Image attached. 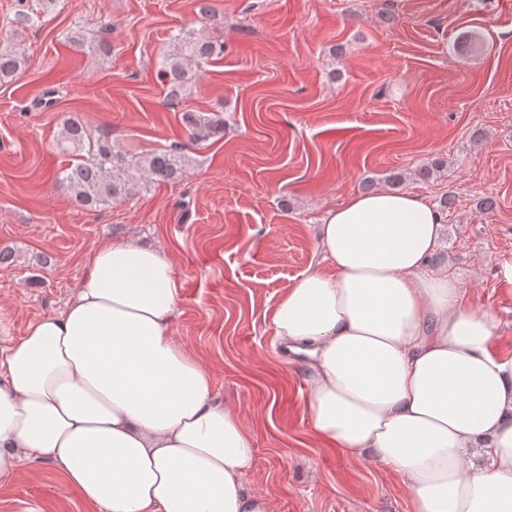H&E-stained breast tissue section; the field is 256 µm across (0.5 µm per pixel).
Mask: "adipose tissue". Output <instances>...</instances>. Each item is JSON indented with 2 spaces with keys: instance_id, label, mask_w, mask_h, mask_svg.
<instances>
[{
  "instance_id": "ef3b65f1",
  "label": "adipose tissue",
  "mask_w": 512,
  "mask_h": 512,
  "mask_svg": "<svg viewBox=\"0 0 512 512\" xmlns=\"http://www.w3.org/2000/svg\"><path fill=\"white\" fill-rule=\"evenodd\" d=\"M445 230L415 193L350 197L272 324L315 438L383 464L412 512H512V351L437 258ZM182 288L163 248L93 250L65 310L0 350V480L47 458L99 512H274L243 489L249 426L172 334Z\"/></svg>"
}]
</instances>
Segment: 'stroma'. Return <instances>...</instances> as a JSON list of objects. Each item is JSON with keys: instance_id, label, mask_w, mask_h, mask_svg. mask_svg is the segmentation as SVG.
<instances>
[{"instance_id": "35a3bbf8", "label": "stroma", "mask_w": 512, "mask_h": 512, "mask_svg": "<svg viewBox=\"0 0 512 512\" xmlns=\"http://www.w3.org/2000/svg\"><path fill=\"white\" fill-rule=\"evenodd\" d=\"M13 13L0 0V39L24 57L0 82V249L15 252L0 265V348L65 309L100 242L159 246L183 284L174 336L252 430L244 490L271 492L274 512H410L398 478L310 434L305 364L272 316L320 259L315 224L398 174L400 190L447 199L439 256L512 351V0H220L208 17L197 0H55L19 32ZM179 32L224 56L171 104L157 61ZM188 109L224 131L178 181L91 211L58 187L65 116L146 151L184 140ZM27 469L0 482V512H95L50 461Z\"/></svg>"}]
</instances>
